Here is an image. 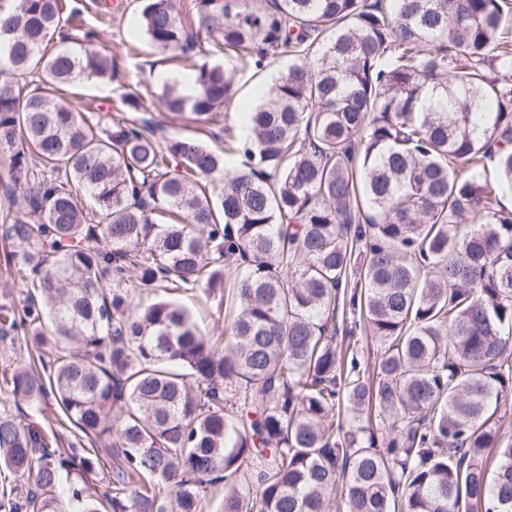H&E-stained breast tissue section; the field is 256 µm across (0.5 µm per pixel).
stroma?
<instances>
[{
    "mask_svg": "<svg viewBox=\"0 0 512 512\" xmlns=\"http://www.w3.org/2000/svg\"><path fill=\"white\" fill-rule=\"evenodd\" d=\"M135 20L136 14L131 9L113 10L110 21L106 23L99 22L94 13L84 14L83 21L87 27L98 32L97 44L111 49L117 64V77L113 80L94 78L75 84L70 89V100L81 110L92 108L106 113L119 106L122 89H131L145 100L159 135L201 137L202 132L196 125L172 119L159 99L162 90L159 77L167 71L192 74L195 65L202 63V55L194 51L161 53L150 49L142 37L135 33ZM236 277L235 264H227L222 288L208 294L200 290L191 291L181 297L182 302L192 311L202 332L221 351L230 345L224 334V327L236 312Z\"/></svg>",
    "mask_w": 512,
    "mask_h": 512,
    "instance_id": "stroma-1",
    "label": "stroma"
}]
</instances>
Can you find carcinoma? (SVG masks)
<instances>
[{"instance_id": "obj_1", "label": "carcinoma", "mask_w": 512, "mask_h": 512, "mask_svg": "<svg viewBox=\"0 0 512 512\" xmlns=\"http://www.w3.org/2000/svg\"><path fill=\"white\" fill-rule=\"evenodd\" d=\"M12 2L0 238L25 297L0 339L31 355L0 393L53 399L94 447L0 410V512H66L64 476L76 512H203L220 483L224 512H512V0H191L203 42L174 0H136L150 46L236 59L164 83L185 122L225 126L237 75L289 58L218 149L157 138L135 91L79 111L64 88L114 78L112 52L67 47L89 37L75 0ZM229 261L223 353L182 304L134 303L221 286ZM361 325L372 373L337 349Z\"/></svg>"}]
</instances>
